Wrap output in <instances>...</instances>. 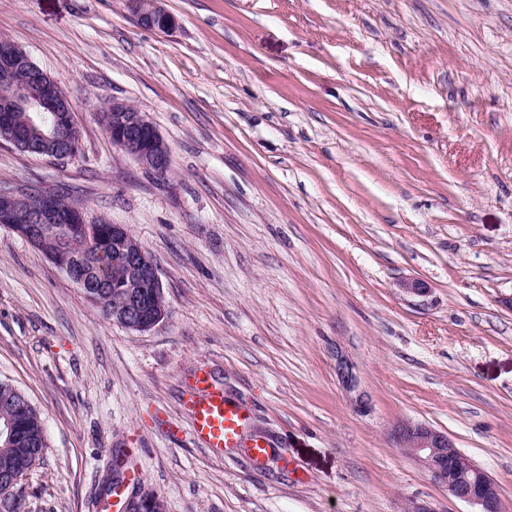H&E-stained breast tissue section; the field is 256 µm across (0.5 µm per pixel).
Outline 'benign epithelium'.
Segmentation results:
<instances>
[{"label": "benign epithelium", "mask_w": 512, "mask_h": 512, "mask_svg": "<svg viewBox=\"0 0 512 512\" xmlns=\"http://www.w3.org/2000/svg\"><path fill=\"white\" fill-rule=\"evenodd\" d=\"M127 4L136 22L145 29L169 32L176 26L175 18L161 7L160 0H127ZM21 67L38 80L39 94L32 95L27 86L15 81L14 73ZM60 95L61 89L24 50L5 46L0 52V112H25L28 118L25 127L0 136V140L14 144L18 138L36 136L56 142L54 155L58 158L74 156L80 135L71 105L67 101L58 103ZM112 142L149 171L164 175L170 168L167 145L142 112L112 105ZM21 199L14 192L0 193V224L11 225L26 240H45L53 224H71L83 236L92 230L81 209L74 206L69 212H62L57 195L52 192L39 194L38 208L30 213L21 210ZM122 262L127 267L126 292L122 300L112 305V321L149 331L167 316L157 263L136 241L124 252ZM56 267L77 286H83L81 272L71 263L70 256H63ZM336 368L346 388L355 393V403L363 406V395L357 392L349 363L339 356ZM391 438L397 446L407 448L452 498L475 506L476 512H503L498 483L472 459L465 457L460 465L448 466L447 449L454 447L448 435L423 422L402 420L392 428ZM126 512H165V505L160 498L143 492L126 503Z\"/></svg>", "instance_id": "7a95c632"}]
</instances>
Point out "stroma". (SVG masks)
I'll use <instances>...</instances> for the list:
<instances>
[{
    "label": "stroma",
    "instance_id": "stroma-1",
    "mask_svg": "<svg viewBox=\"0 0 512 512\" xmlns=\"http://www.w3.org/2000/svg\"><path fill=\"white\" fill-rule=\"evenodd\" d=\"M161 4L167 33L126 0H0V41L81 136L63 160L0 143V190L126 225L168 304L147 332L107 321L0 227V380L47 432L26 512H105L116 457L166 512H474L395 446L402 419L448 434L512 512V0ZM115 102L159 132L165 176L114 147ZM201 369L246 409L244 444L273 448L262 467L193 439ZM160 0H128V8L136 22L145 29L169 32L176 20L159 4Z\"/></svg>",
    "mask_w": 512,
    "mask_h": 512
}]
</instances>
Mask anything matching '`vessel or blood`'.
<instances>
[{
  "label": "vessel or blood",
  "mask_w": 512,
  "mask_h": 512,
  "mask_svg": "<svg viewBox=\"0 0 512 512\" xmlns=\"http://www.w3.org/2000/svg\"><path fill=\"white\" fill-rule=\"evenodd\" d=\"M193 387L185 407L194 439L208 449L235 447L245 421L243 410L226 405L223 389L213 383L208 371L195 373Z\"/></svg>",
  "instance_id": "1"
}]
</instances>
